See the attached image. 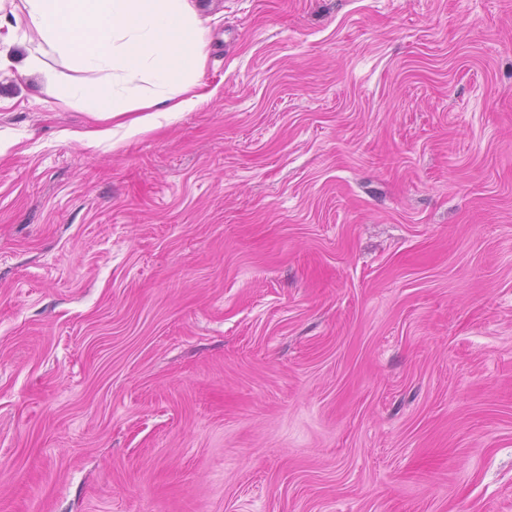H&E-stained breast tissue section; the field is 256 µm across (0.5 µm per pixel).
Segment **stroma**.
<instances>
[{"instance_id":"35a3bbf8","label":"stroma","mask_w":512,"mask_h":512,"mask_svg":"<svg viewBox=\"0 0 512 512\" xmlns=\"http://www.w3.org/2000/svg\"><path fill=\"white\" fill-rule=\"evenodd\" d=\"M214 95L0 67V512H512V0H190Z\"/></svg>"}]
</instances>
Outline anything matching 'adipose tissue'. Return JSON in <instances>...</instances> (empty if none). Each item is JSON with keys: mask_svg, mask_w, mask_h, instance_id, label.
<instances>
[{"mask_svg": "<svg viewBox=\"0 0 512 512\" xmlns=\"http://www.w3.org/2000/svg\"><path fill=\"white\" fill-rule=\"evenodd\" d=\"M0 33V65L23 44L20 69L57 99L132 113L129 135L159 127L208 101L201 80L209 30L189 0H20Z\"/></svg>", "mask_w": 512, "mask_h": 512, "instance_id": "1", "label": "adipose tissue"}]
</instances>
